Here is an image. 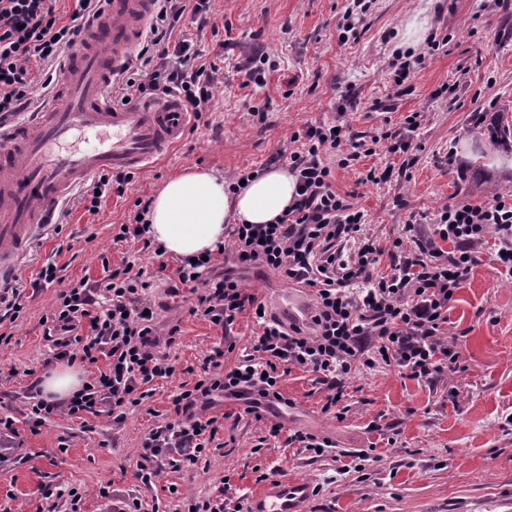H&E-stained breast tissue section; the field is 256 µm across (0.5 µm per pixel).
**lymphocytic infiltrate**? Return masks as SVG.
Masks as SVG:
<instances>
[{
  "label": "lymphocytic infiltrate",
  "mask_w": 512,
  "mask_h": 512,
  "mask_svg": "<svg viewBox=\"0 0 512 512\" xmlns=\"http://www.w3.org/2000/svg\"><path fill=\"white\" fill-rule=\"evenodd\" d=\"M55 0H0V114L15 116L31 103L32 67L52 76L53 67L100 0H75L70 16L57 14ZM210 0H162L136 58L123 78L119 99L177 92L194 118H201L219 81V68L203 61L191 41L174 38L184 14L204 16ZM369 150L326 124H307L294 131L278 160L298 176L296 203L272 224H234L228 232L235 267L261 265L288 281L310 288L314 315L307 327H285L263 315L262 301L245 292L232 269L219 270L214 260L179 261L176 285L197 289L196 313L223 332L238 317L255 314L261 332L252 351L225 368L222 349H215L191 387L173 400V420L156 425L138 452L140 478L150 483L164 466L194 464L217 431L216 417L192 415L197 404L213 395L255 394L270 403L283 402L278 384L298 368L321 375L329 393L323 406L331 411L359 370L393 367L411 378H429L458 356L441 338L455 295L468 280L476 251L493 239L497 262L512 277V194H493L479 204L459 200L445 205L432 233L421 237L405 225L395 247L402 255L388 274L375 268L382 250L356 210L333 187L336 168L354 166ZM450 242L444 250L442 242ZM33 288L57 287L48 317L53 357L94 364L107 356L78 394L63 402L44 399L31 385L26 416L38 429L51 416L96 417L103 409L125 416L151 396L152 384L172 377L175 367L158 351V327L143 291L149 284L141 270L125 261L106 269L97 282L66 280L61 268L42 267ZM89 330L77 335L81 321Z\"/></svg>",
  "instance_id": "obj_1"
}]
</instances>
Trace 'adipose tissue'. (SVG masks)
I'll return each mask as SVG.
<instances>
[{
    "label": "adipose tissue",
    "mask_w": 512,
    "mask_h": 512,
    "mask_svg": "<svg viewBox=\"0 0 512 512\" xmlns=\"http://www.w3.org/2000/svg\"><path fill=\"white\" fill-rule=\"evenodd\" d=\"M296 177L285 167L255 175L237 193L223 178L193 167L171 177L155 193L147 214L148 235L164 252L195 259L216 252L228 224H271L295 201ZM82 370L58 363L41 376L44 396L69 399L81 390Z\"/></svg>",
    "instance_id": "adipose-tissue-1"
}]
</instances>
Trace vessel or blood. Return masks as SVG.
Here are the masks:
<instances>
[{
    "label": "vessel or blood",
    "mask_w": 512,
    "mask_h": 512,
    "mask_svg": "<svg viewBox=\"0 0 512 512\" xmlns=\"http://www.w3.org/2000/svg\"><path fill=\"white\" fill-rule=\"evenodd\" d=\"M158 3L102 0L100 14L66 49L42 104L27 119L0 124V282L10 278L87 175L142 169L185 138L188 114L176 95L123 105L109 91ZM312 307L307 289L290 288L274 313L302 325ZM313 490L307 479H275L249 498L247 512H305Z\"/></svg>",
    "instance_id": "obj_1"
}]
</instances>
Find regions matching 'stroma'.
<instances>
[{
	"instance_id": "1",
	"label": "stroma",
	"mask_w": 512,
	"mask_h": 512,
	"mask_svg": "<svg viewBox=\"0 0 512 512\" xmlns=\"http://www.w3.org/2000/svg\"><path fill=\"white\" fill-rule=\"evenodd\" d=\"M350 0H212L210 24L198 28L184 15L179 31L224 74L208 112L196 129L152 167L134 174L124 195H109L96 215L71 201L60 233H48L24 259L18 277L29 284L46 261L63 266L71 280L101 279L103 262L129 259L153 283L147 298L158 321L176 327L169 347L175 375L122 423L110 413L82 421L54 416L31 430L25 394L42 373L53 346L43 316L55 289L28 296L0 344V412L11 415L22 441L0 463V512H43L42 486L58 481L85 490L84 512H102L100 488L139 496L145 512H187L189 504L227 489L247 501L260 487L259 473L308 479L318 492L307 512H512V279L496 261L492 245L479 250L472 273L448 312L455 365L430 378L409 379L395 368L358 373L347 381L342 414L324 412L327 393L318 374L299 369L284 375L280 390L288 405L254 418L244 397H218L207 408L221 422L211 448L197 463L166 468L152 486L137 476V451L155 425L173 418L171 400L181 383L195 382L203 360L225 349L234 366L249 352L260 328L241 315L231 336L193 314L196 295H168L173 269H161L153 252L114 244L113 227L133 218L136 199H149L170 177L197 166L228 177L246 169L276 166L277 153L293 131L310 122L343 126L374 144L372 155L337 169L333 183L357 209L384 250L378 270L399 260L389 253L403 225L422 234L444 205L477 203L491 182L512 183V173L477 176L472 129L480 113L512 105V0H372L348 42H341ZM428 20L437 51L403 86L390 64L397 33L413 13ZM269 55L276 68L263 85H244L238 68L250 50ZM266 107L257 122L251 111ZM423 121L407 154H391L380 136L398 130L405 117ZM392 166L390 182L362 183L370 168ZM278 424V441L268 429ZM303 431L330 439L323 456L290 445Z\"/></svg>"
}]
</instances>
